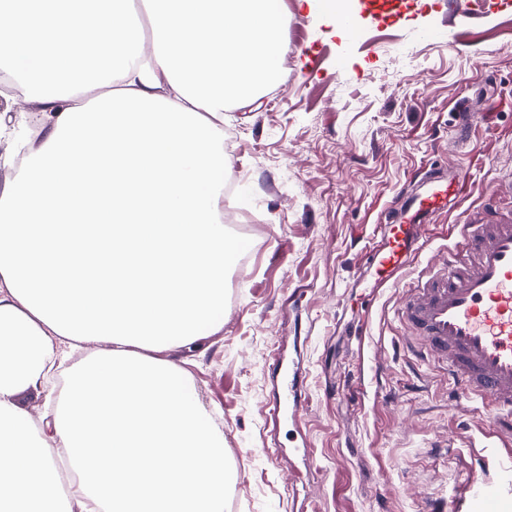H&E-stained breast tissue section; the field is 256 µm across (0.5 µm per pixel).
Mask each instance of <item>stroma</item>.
<instances>
[{"label":"stroma","mask_w":512,"mask_h":512,"mask_svg":"<svg viewBox=\"0 0 512 512\" xmlns=\"http://www.w3.org/2000/svg\"><path fill=\"white\" fill-rule=\"evenodd\" d=\"M280 0L281 79L224 114L239 183L221 323L176 356L220 421L224 512H422L477 471L492 413L398 349L402 289L463 221L512 212V0ZM477 115L452 140L453 107ZM467 191L428 221L424 249L375 294L356 287L393 199L427 169ZM296 351L306 400L272 427L273 348ZM282 456H274V449Z\"/></svg>","instance_id":"1"}]
</instances>
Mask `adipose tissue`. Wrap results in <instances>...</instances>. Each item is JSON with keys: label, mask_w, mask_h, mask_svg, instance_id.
I'll return each mask as SVG.
<instances>
[{"label": "adipose tissue", "mask_w": 512, "mask_h": 512, "mask_svg": "<svg viewBox=\"0 0 512 512\" xmlns=\"http://www.w3.org/2000/svg\"><path fill=\"white\" fill-rule=\"evenodd\" d=\"M144 6L142 26L130 0H0V71L40 133L0 116V512H224V434L166 354L224 307V111L277 81L286 19L277 0ZM102 210L108 237L86 221ZM58 369L35 422L18 396Z\"/></svg>", "instance_id": "adipose-tissue-1"}]
</instances>
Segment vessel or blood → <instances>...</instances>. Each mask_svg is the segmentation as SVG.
I'll use <instances>...</instances> for the list:
<instances>
[{
    "label": "vessel or blood",
    "instance_id": "obj_1",
    "mask_svg": "<svg viewBox=\"0 0 512 512\" xmlns=\"http://www.w3.org/2000/svg\"><path fill=\"white\" fill-rule=\"evenodd\" d=\"M425 186L414 210L382 225L380 242L364 266L374 282H387L421 251L423 221L461 198L467 182L456 173L445 178L429 174ZM455 230L463 257L433 266L406 289L398 319L408 351L441 366L457 396L481 399L499 411L491 433L493 452L483 458L484 467L495 469L499 478L474 474L463 496L440 507L427 505L426 512H460L466 502L478 512H512V459L499 454L512 446V220L459 224ZM274 368L289 411H298L302 400L296 369L281 361Z\"/></svg>",
    "mask_w": 512,
    "mask_h": 512
}]
</instances>
